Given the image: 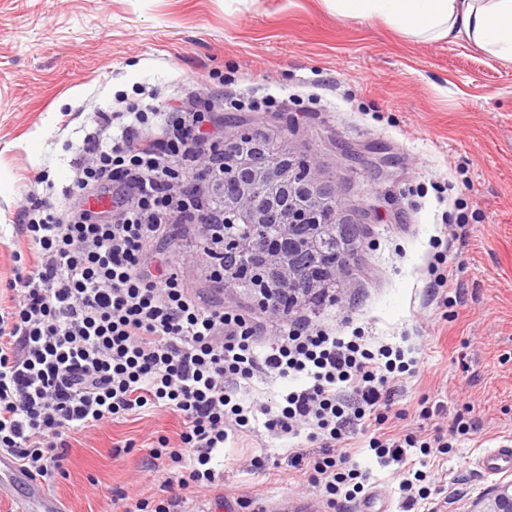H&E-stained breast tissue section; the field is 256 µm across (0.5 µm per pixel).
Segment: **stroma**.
I'll use <instances>...</instances> for the list:
<instances>
[{"label": "stroma", "mask_w": 512, "mask_h": 512, "mask_svg": "<svg viewBox=\"0 0 512 512\" xmlns=\"http://www.w3.org/2000/svg\"><path fill=\"white\" fill-rule=\"evenodd\" d=\"M154 96L202 110L223 98L225 132L243 125L280 151L310 152L316 177L335 185L360 229L357 251L337 302L299 314L411 348L416 372L399 382L387 429L420 438L459 418L476 425L435 458L438 491L422 512H467L512 481L477 465L512 441V62L464 39L418 41L379 19L345 20L325 0H0V306L31 258L17 221L26 196L68 183L89 113ZM447 213L467 230L449 297L427 269ZM176 271L205 302L257 310L252 293L213 281L208 252ZM426 406L439 414L421 419ZM180 425L145 413L76 434L50 492L63 512H112L113 491L150 488L148 440L176 438ZM292 445L321 451L260 420L229 438L213 460L224 497L206 508L263 512L288 497L356 512L328 505L292 467ZM347 451V467L369 476L376 512H403L397 480L361 434Z\"/></svg>", "instance_id": "35a3bbf8"}]
</instances>
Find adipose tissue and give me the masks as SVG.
I'll list each match as a JSON object with an SVG mask.
<instances>
[{
  "label": "adipose tissue",
  "instance_id": "adipose-tissue-1",
  "mask_svg": "<svg viewBox=\"0 0 512 512\" xmlns=\"http://www.w3.org/2000/svg\"><path fill=\"white\" fill-rule=\"evenodd\" d=\"M337 16L378 18L420 40L461 39L512 62V0H327Z\"/></svg>",
  "mask_w": 512,
  "mask_h": 512
}]
</instances>
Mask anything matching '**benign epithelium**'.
<instances>
[{
	"instance_id": "obj_1",
	"label": "benign epithelium",
	"mask_w": 512,
	"mask_h": 512,
	"mask_svg": "<svg viewBox=\"0 0 512 512\" xmlns=\"http://www.w3.org/2000/svg\"><path fill=\"white\" fill-rule=\"evenodd\" d=\"M216 148L224 154V172L215 188L224 196L228 223L276 224L284 240L302 233L301 241L309 250L316 249L318 240L331 232L328 215L333 214L336 222L345 223L341 217L344 203L336 186L315 178L309 153L285 160L272 149L267 138L242 126L224 136ZM221 244L224 253L246 256L252 237L226 232ZM295 276L283 253L272 250L262 262L248 263L234 273V278H224V285L252 284L257 305L266 310L280 307L272 298V281L279 278L292 282ZM469 512H512V482L492 486Z\"/></svg>"
}]
</instances>
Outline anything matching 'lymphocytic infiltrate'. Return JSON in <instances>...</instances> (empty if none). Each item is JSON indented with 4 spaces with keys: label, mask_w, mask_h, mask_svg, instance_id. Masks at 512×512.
Returning <instances> with one entry per match:
<instances>
[{
    "label": "lymphocytic infiltrate",
    "mask_w": 512,
    "mask_h": 512,
    "mask_svg": "<svg viewBox=\"0 0 512 512\" xmlns=\"http://www.w3.org/2000/svg\"><path fill=\"white\" fill-rule=\"evenodd\" d=\"M187 107L153 118L138 107L94 112L70 161V182L19 210L33 265L12 304L0 311V453L43 482L63 473L71 435L134 413L180 416L177 440L158 438L146 466L162 493L157 503L117 492L122 512H186L224 484L211 467L229 436L264 414L268 430L307 432L322 454L292 451L328 495L354 500L366 476L339 468L336 448L364 431L368 446L394 465L405 506L428 494L418 455L453 448L471 425L423 440L384 431L401 374L414 364L407 349L371 347L365 336H339L297 319L266 340L261 317L205 306L169 265L178 248L152 253L169 224L219 222L199 204L194 186L172 190L208 159ZM305 378L267 405L241 398L258 376Z\"/></svg>",
    "instance_id": "lymphocytic-infiltrate-1"
}]
</instances>
